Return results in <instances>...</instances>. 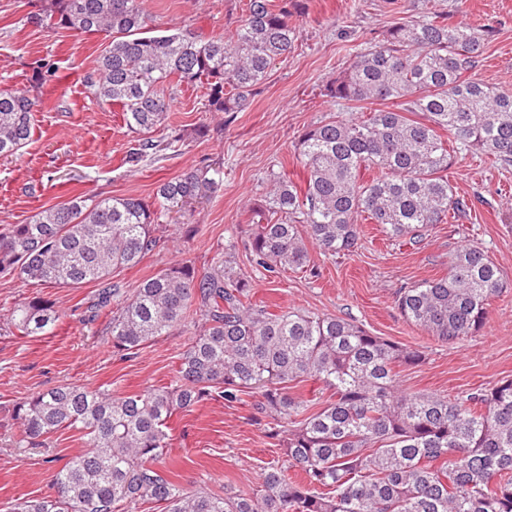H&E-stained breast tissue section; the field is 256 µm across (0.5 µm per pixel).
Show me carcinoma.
<instances>
[{
	"label": "carcinoma",
	"instance_id": "1",
	"mask_svg": "<svg viewBox=\"0 0 512 512\" xmlns=\"http://www.w3.org/2000/svg\"><path fill=\"white\" fill-rule=\"evenodd\" d=\"M45 18L111 42L85 87L122 107L127 127L144 134L167 119L170 79L205 86L210 112L243 111L279 58L294 49L292 17L302 0H248L232 39L188 29L149 35L146 0H45ZM486 25L454 23L446 13L399 18L326 88L346 109L386 102L358 118L309 126L297 145L305 188L270 174L252 208L250 260L269 273L304 269L309 246L323 255L350 252L360 221L390 238L418 243L428 228L467 209L446 171L457 155L479 149L512 165V93L470 76ZM39 100L0 92V156L16 155L34 134ZM183 134L138 140L137 164L160 157ZM373 172L360 181L361 170ZM224 172L208 163L162 183L153 201L81 196L36 213L27 224L0 225V274L47 288L102 284L95 314L109 312L112 346L133 352L189 319V338L174 384L135 395L59 385L14 404L18 444L42 448L77 429L86 449L58 468L55 495L24 501L17 512H512V379L463 401L398 385L400 366L421 354L336 316L273 313L252 300L237 268L235 242L201 273L184 260L145 280L130 295L112 283L157 246L170 209L207 199ZM504 288L501 270L481 248L451 256L448 273L400 289L396 307L443 341L485 324L489 301ZM61 318L38 296L15 306L5 332L34 337ZM329 392L317 410L297 393L308 381ZM251 393L253 420L284 448L250 491L186 490L160 469L172 446L169 420L194 405Z\"/></svg>",
	"mask_w": 512,
	"mask_h": 512
}]
</instances>
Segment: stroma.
<instances>
[{"instance_id":"35a3bbf8","label":"stroma","mask_w":512,"mask_h":512,"mask_svg":"<svg viewBox=\"0 0 512 512\" xmlns=\"http://www.w3.org/2000/svg\"><path fill=\"white\" fill-rule=\"evenodd\" d=\"M295 16L300 30L286 60L276 61L245 111L234 122L204 108L201 85L173 87L168 125L185 133L177 152L128 164L138 135L128 129L120 106L88 94L110 38L78 34L36 21L40 0H0V91L35 96V133L18 156L0 158V225L25 224L33 215L76 196L92 200L134 196L152 200L158 186L209 160L223 164L224 183L213 197L191 204L176 221H165L156 250L137 266L116 272L114 282L132 293L146 279L177 261H194L208 271L225 240L234 239L238 267L250 276L253 300L270 311L300 310L334 315L360 324L373 335L418 350L421 362L400 374L410 391L457 399L512 379V166L471 150L448 172L457 196L470 208L458 221L435 225L420 243L386 237L363 225L354 251L334 256L313 253L312 270L283 274L256 269L249 259L250 207L266 191L271 172L297 184L306 173L295 145L312 123L336 117L325 88L347 68L353 50L367 47L400 18L448 14L452 21L486 24L498 31L473 71L492 86L512 92V0H307ZM153 26L187 28L207 36L231 37L246 15V0H146ZM206 124L199 138L194 129ZM197 225L185 239L176 223ZM463 245L485 249L503 274L505 287L489 307L475 335L444 342L403 319L395 305L400 288L443 276L452 253ZM97 283L78 288H45L0 275V323L17 303L33 296L49 299L60 320L36 337L0 331V512L16 503L54 494L60 459L83 450L79 431L54 434L49 447L21 448L20 428L11 417L16 402L61 384L133 395L170 385L194 326L178 328L126 356L113 349L106 317L94 322L84 311ZM253 396L229 403L203 401L170 420L172 446L164 469L186 489L199 485L255 489L267 463L283 461L264 428L252 419Z\"/></svg>"}]
</instances>
